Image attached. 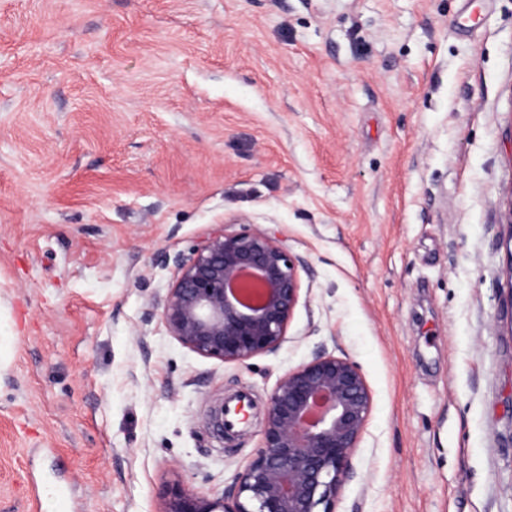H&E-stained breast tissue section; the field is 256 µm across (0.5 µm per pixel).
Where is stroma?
I'll use <instances>...</instances> for the list:
<instances>
[{
  "mask_svg": "<svg viewBox=\"0 0 512 512\" xmlns=\"http://www.w3.org/2000/svg\"><path fill=\"white\" fill-rule=\"evenodd\" d=\"M246 224L299 301L204 358L169 259ZM319 353L373 392L336 512H512V0H0V512L222 495Z\"/></svg>",
  "mask_w": 512,
  "mask_h": 512,
  "instance_id": "obj_1",
  "label": "stroma"
}]
</instances>
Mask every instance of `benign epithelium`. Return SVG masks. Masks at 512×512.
<instances>
[{"mask_svg":"<svg viewBox=\"0 0 512 512\" xmlns=\"http://www.w3.org/2000/svg\"><path fill=\"white\" fill-rule=\"evenodd\" d=\"M177 269L161 304L170 334L192 352L243 363L278 348L299 298V261L265 231L216 230ZM373 394L358 363L320 354L286 371L269 395L256 456L220 496L175 482L158 512H336ZM224 437V405L209 415Z\"/></svg>","mask_w":512,"mask_h":512,"instance_id":"1","label":"benign epithelium"}]
</instances>
